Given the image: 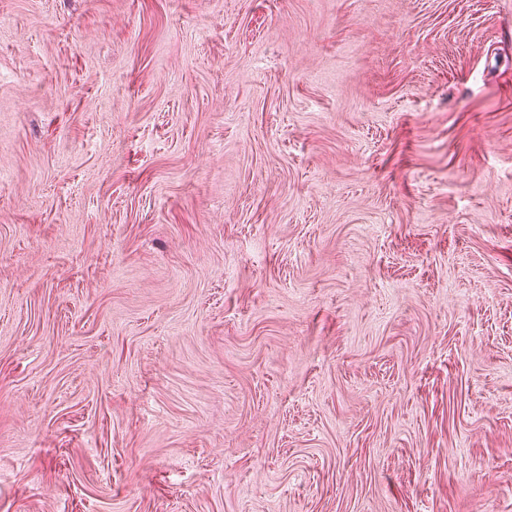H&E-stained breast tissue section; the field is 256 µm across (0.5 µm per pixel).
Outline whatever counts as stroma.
<instances>
[{
	"instance_id": "35a3bbf8",
	"label": "stroma",
	"mask_w": 512,
	"mask_h": 512,
	"mask_svg": "<svg viewBox=\"0 0 512 512\" xmlns=\"http://www.w3.org/2000/svg\"><path fill=\"white\" fill-rule=\"evenodd\" d=\"M0 512H512V0H0Z\"/></svg>"
}]
</instances>
